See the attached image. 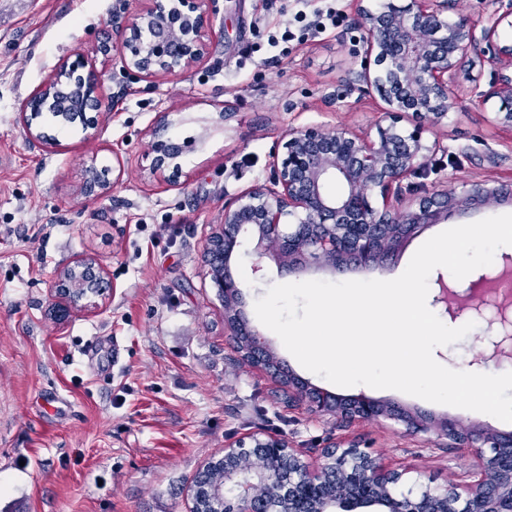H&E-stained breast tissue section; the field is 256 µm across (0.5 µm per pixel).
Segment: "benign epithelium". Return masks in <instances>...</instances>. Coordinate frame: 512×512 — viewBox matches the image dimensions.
<instances>
[{
    "label": "benign epithelium",
    "mask_w": 512,
    "mask_h": 512,
    "mask_svg": "<svg viewBox=\"0 0 512 512\" xmlns=\"http://www.w3.org/2000/svg\"><path fill=\"white\" fill-rule=\"evenodd\" d=\"M205 0H180L167 8L165 0H147V5L123 22L122 71L157 81L175 72L205 52L207 16ZM501 14L477 28L466 18L444 17L448 0H409L403 7L390 0H374L362 8L359 30L364 67L345 80L348 91L374 92L386 104L392 122L377 126L372 139L347 129L323 132L308 127L288 133L282 157L273 162L269 182L255 184L224 205V218L208 239L205 251L210 275L224 299L225 323L235 336L249 337L244 358L276 377L282 368L268 343L248 328L239 310V289L228 274L227 263L241 245L240 236L255 234L260 243L272 244L277 254L294 265L310 262L336 263L347 255L357 263L374 261L431 224L475 205L498 200L500 194L483 184L460 193L436 190L419 200L417 207L397 215L389 195L407 176L422 167L430 147L421 133L397 127V118L411 114L435 124L448 117L452 108L449 84L457 67L469 54L496 61L495 83L480 97L501 98L509 104L495 113V121L512 129V48L496 40L497 28L512 18V0H497ZM79 91L84 125L97 129L99 113L106 108L102 84L86 69L82 53L63 60L46 83L21 108L26 134L45 143L50 135L36 124L37 107L56 100L60 89ZM152 170L162 173L178 167L170 164L182 153L181 145L156 141L152 145ZM339 178L345 185L340 196L328 191V183ZM110 189L106 176L87 173L83 192L103 196ZM380 194L382 207L371 202ZM55 295L87 307L109 292L104 271L94 259H81L56 274ZM492 288L468 289L469 303L458 314L484 317ZM500 325L502 338L494 344L490 359L512 343V320L505 314L487 320ZM301 398L318 411L336 413L349 420L393 417L388 406L360 394L339 398L295 378H286ZM439 435L478 449L475 469L458 484L427 487L419 493L398 491L400 475L389 473L379 458L355 445L334 444L321 449L311 461L305 451L290 448L276 436L253 438L250 447L240 443L224 449L202 468L224 464V485L233 490L224 499L223 512H356L378 508L380 512H512V434L485 428L464 433L460 425L444 419L434 424ZM491 454L480 452L484 447Z\"/></svg>",
    "instance_id": "7a95c632"
}]
</instances>
